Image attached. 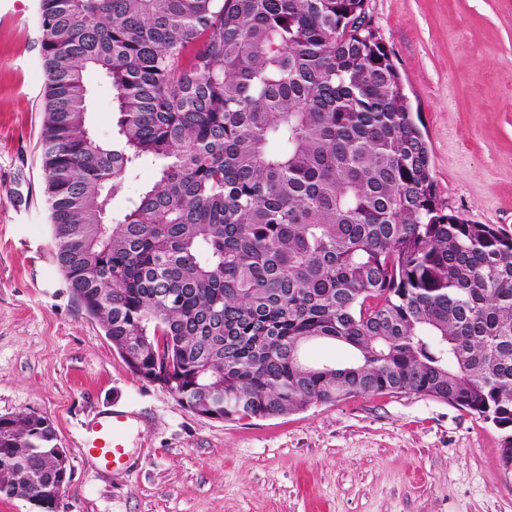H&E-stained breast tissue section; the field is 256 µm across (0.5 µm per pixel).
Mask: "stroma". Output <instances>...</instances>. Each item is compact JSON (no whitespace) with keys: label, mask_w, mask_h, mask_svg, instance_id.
Here are the masks:
<instances>
[{"label":"stroma","mask_w":512,"mask_h":512,"mask_svg":"<svg viewBox=\"0 0 512 512\" xmlns=\"http://www.w3.org/2000/svg\"><path fill=\"white\" fill-rule=\"evenodd\" d=\"M38 0H0V416L48 420L70 456L59 512H512L506 433L417 394L217 421L133 375L52 257L41 163ZM426 135L449 210L512 237V0H366ZM87 112L112 136V88ZM122 407L130 475L101 472L81 425Z\"/></svg>","instance_id":"obj_1"}]
</instances>
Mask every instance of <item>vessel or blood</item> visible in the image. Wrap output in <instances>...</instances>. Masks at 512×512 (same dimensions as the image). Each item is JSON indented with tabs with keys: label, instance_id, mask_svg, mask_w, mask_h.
<instances>
[{
	"label": "vessel or blood",
	"instance_id": "obj_1",
	"mask_svg": "<svg viewBox=\"0 0 512 512\" xmlns=\"http://www.w3.org/2000/svg\"><path fill=\"white\" fill-rule=\"evenodd\" d=\"M134 421L133 413L122 408L95 416L81 427L79 453L99 460L104 470L125 469L127 435Z\"/></svg>",
	"mask_w": 512,
	"mask_h": 512
}]
</instances>
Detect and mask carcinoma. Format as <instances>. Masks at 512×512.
Wrapping results in <instances>:
<instances>
[{
  "instance_id": "obj_1",
  "label": "carcinoma",
  "mask_w": 512,
  "mask_h": 512,
  "mask_svg": "<svg viewBox=\"0 0 512 512\" xmlns=\"http://www.w3.org/2000/svg\"><path fill=\"white\" fill-rule=\"evenodd\" d=\"M38 24L53 259L121 358L238 420L412 392L512 423V238L440 201L365 0H39ZM319 339L356 360L306 364ZM55 440L0 416V497L56 478ZM90 97L87 112L91 126L101 139H110L114 128L115 114L112 112V88L96 72L87 76ZM151 177L149 168L142 169L137 177L128 178L121 191L112 201V209L115 215H119L125 208L128 199H135L139 194L142 185Z\"/></svg>"
}]
</instances>
